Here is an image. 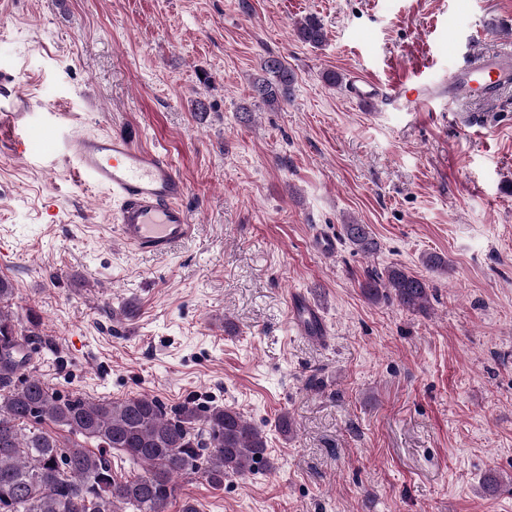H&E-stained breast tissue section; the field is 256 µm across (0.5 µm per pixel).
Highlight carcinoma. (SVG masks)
I'll return each instance as SVG.
<instances>
[{
    "label": "carcinoma",
    "mask_w": 512,
    "mask_h": 512,
    "mask_svg": "<svg viewBox=\"0 0 512 512\" xmlns=\"http://www.w3.org/2000/svg\"><path fill=\"white\" fill-rule=\"evenodd\" d=\"M299 40L314 47L325 41L322 24L309 16L295 26ZM252 84L270 106L287 99L295 76L279 58L261 65ZM345 240L364 254L377 242L367 224L342 225ZM371 302L392 300L411 312H424L429 285L393 265L370 272L361 284ZM13 294L0 278V512H167L177 479L200 476L213 487L224 477L243 475L264 459L265 432L229 406H200L188 399L169 406L138 395L119 401L62 395L27 372L26 346L38 336V323L23 334L4 303ZM46 420L65 429L60 441L40 428ZM96 443V450L86 448ZM122 451L141 467L124 480L112 475L108 457Z\"/></svg>",
    "instance_id": "carcinoma-1"
}]
</instances>
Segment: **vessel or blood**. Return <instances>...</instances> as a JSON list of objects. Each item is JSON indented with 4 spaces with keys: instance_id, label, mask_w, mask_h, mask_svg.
I'll use <instances>...</instances> for the list:
<instances>
[{
    "instance_id": "vessel-or-blood-1",
    "label": "vessel or blood",
    "mask_w": 512,
    "mask_h": 512,
    "mask_svg": "<svg viewBox=\"0 0 512 512\" xmlns=\"http://www.w3.org/2000/svg\"><path fill=\"white\" fill-rule=\"evenodd\" d=\"M512 87V53L475 55L448 81L450 93L490 101ZM21 118L15 106L0 107V142L17 159L27 154L17 135ZM80 179L107 189L117 207L110 220L115 238L128 249L167 256L175 244L191 237L183 200L187 186L166 154L137 144L121 134H86L73 144ZM290 324L301 335L326 336L327 326L317 307L302 294H291Z\"/></svg>"
}]
</instances>
